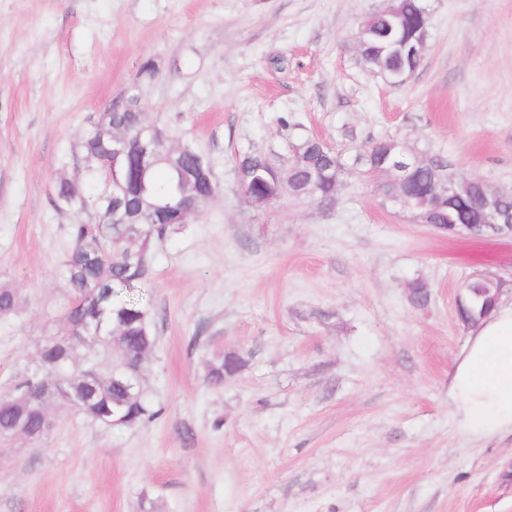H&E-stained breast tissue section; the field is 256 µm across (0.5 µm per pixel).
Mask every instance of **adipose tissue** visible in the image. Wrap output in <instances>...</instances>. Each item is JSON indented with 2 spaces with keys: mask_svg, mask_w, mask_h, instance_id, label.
Masks as SVG:
<instances>
[{
  "mask_svg": "<svg viewBox=\"0 0 512 512\" xmlns=\"http://www.w3.org/2000/svg\"><path fill=\"white\" fill-rule=\"evenodd\" d=\"M450 412L467 434L512 432V301L472 325L450 380Z\"/></svg>",
  "mask_w": 512,
  "mask_h": 512,
  "instance_id": "adipose-tissue-1",
  "label": "adipose tissue"
}]
</instances>
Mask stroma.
I'll return each instance as SVG.
<instances>
[{
  "mask_svg": "<svg viewBox=\"0 0 512 512\" xmlns=\"http://www.w3.org/2000/svg\"><path fill=\"white\" fill-rule=\"evenodd\" d=\"M424 3V60L394 86L357 45L386 0H0V283L27 297L0 321V395L35 372L70 227L92 219L56 207L92 117L139 85L147 122L192 141L218 186L153 247L158 417L49 407L42 440L0 442V512H512V435L465 434L448 397L463 285L483 272L511 297L512 236L437 230L353 179L329 208L259 210L236 178L246 152L289 157L286 117L340 151L348 130L393 137L512 190V0ZM227 353L247 367L208 385Z\"/></svg>",
  "mask_w": 512,
  "mask_h": 512,
  "instance_id": "obj_1",
  "label": "stroma"
}]
</instances>
